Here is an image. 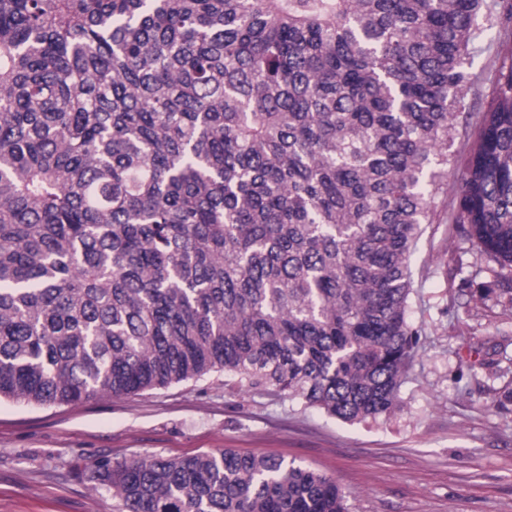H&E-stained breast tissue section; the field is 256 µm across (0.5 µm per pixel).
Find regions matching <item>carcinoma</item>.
<instances>
[{"mask_svg":"<svg viewBox=\"0 0 512 512\" xmlns=\"http://www.w3.org/2000/svg\"><path fill=\"white\" fill-rule=\"evenodd\" d=\"M427 224L497 265L459 295L512 318V0H0V401L222 372L386 418ZM89 469L126 512H348L274 455ZM490 92V84L488 81L481 82L476 88L474 93L470 96L468 100V108L465 112H469L467 118V125L464 120L460 118L459 126H458V137L455 140V144L453 146V150H457L460 152H464L468 149L470 140L469 134L470 130L477 120V117L483 110L484 103L486 101V96Z\"/></svg>","mask_w":512,"mask_h":512,"instance_id":"cac0c4a2","label":"carcinoma"}]
</instances>
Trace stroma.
<instances>
[{"label": "stroma", "mask_w": 512, "mask_h": 512, "mask_svg": "<svg viewBox=\"0 0 512 512\" xmlns=\"http://www.w3.org/2000/svg\"><path fill=\"white\" fill-rule=\"evenodd\" d=\"M469 242L427 225L414 257L411 317L423 347L389 419L348 425L215 374L122 397L0 402V512H120L88 466L230 448L279 455L335 478L349 512H512V320L466 311L450 272Z\"/></svg>", "instance_id": "stroma-1"}]
</instances>
